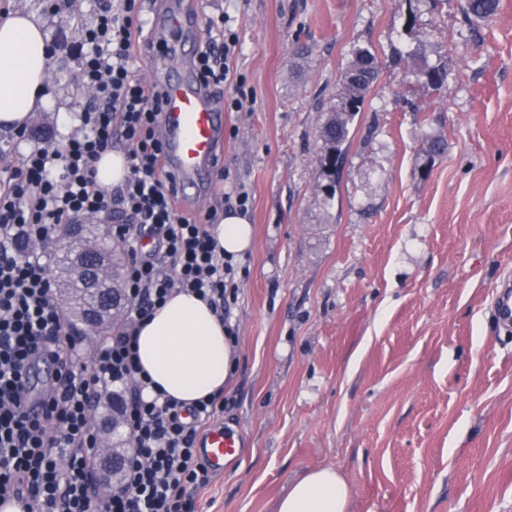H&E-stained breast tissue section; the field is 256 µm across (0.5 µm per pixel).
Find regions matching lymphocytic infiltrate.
<instances>
[{"instance_id":"1","label":"lymphocytic infiltrate","mask_w":512,"mask_h":512,"mask_svg":"<svg viewBox=\"0 0 512 512\" xmlns=\"http://www.w3.org/2000/svg\"><path fill=\"white\" fill-rule=\"evenodd\" d=\"M144 24L140 0H102L93 23L79 29L78 82L90 92L75 104L79 127L0 172V499L24 512H198L197 494L213 478L198 436L223 412V395L189 407L160 392L145 398L150 379L133 350L138 323L172 291L194 293L222 319L238 299L232 258L219 252L207 225L177 210L159 135L161 87L133 72ZM240 52L229 16L208 18L195 60L200 84L212 91L234 85ZM117 137L129 174L121 186L103 188L95 163ZM85 218L110 224L127 243L130 307L90 365L78 368L63 353L69 326L47 265L30 246ZM144 237L153 251L140 250ZM44 359L60 372L44 392V416L32 419L22 409L21 380ZM111 385L127 392L122 415L133 450L120 489L102 496L90 479L92 412Z\"/></svg>"}]
</instances>
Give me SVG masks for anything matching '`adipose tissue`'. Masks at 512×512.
<instances>
[{
    "label": "adipose tissue",
    "instance_id": "obj_1",
    "mask_svg": "<svg viewBox=\"0 0 512 512\" xmlns=\"http://www.w3.org/2000/svg\"><path fill=\"white\" fill-rule=\"evenodd\" d=\"M49 55L44 31L32 14L0 18V133L27 125L47 101ZM220 251L241 257L250 249L253 227L235 211L211 229ZM138 362L167 396L190 406L227 387L235 348L223 322L195 294L173 293L136 331ZM276 512H348L349 491L331 467L295 478L278 499Z\"/></svg>",
    "mask_w": 512,
    "mask_h": 512
}]
</instances>
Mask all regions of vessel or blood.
<instances>
[{
  "label": "vessel or blood",
  "mask_w": 512,
  "mask_h": 512,
  "mask_svg": "<svg viewBox=\"0 0 512 512\" xmlns=\"http://www.w3.org/2000/svg\"><path fill=\"white\" fill-rule=\"evenodd\" d=\"M198 19V13L173 9L163 13L158 26L149 31L158 48L156 63L171 71L163 84L161 135L182 198L199 192L204 171L216 159L224 129L223 112L188 72L191 53L187 35L197 31ZM200 448L211 467L220 471L238 456L240 442L234 432L216 426L201 439Z\"/></svg>",
  "instance_id": "1"
}]
</instances>
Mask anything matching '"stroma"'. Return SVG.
<instances>
[{"mask_svg":"<svg viewBox=\"0 0 512 512\" xmlns=\"http://www.w3.org/2000/svg\"><path fill=\"white\" fill-rule=\"evenodd\" d=\"M97 7L0 0L58 47L50 105L29 142L0 133L4 164L76 126L70 45ZM219 9L256 104L225 113L210 190L180 207L204 216L232 176L255 236L216 419L241 450L201 512H275L318 466L344 477L349 512H512V328L493 308L512 278V0L487 22L459 0H208ZM360 48L381 75L331 176L320 131ZM423 62L440 85L412 76Z\"/></svg>","mask_w":512,"mask_h":512,"instance_id":"obj_1","label":"stroma"}]
</instances>
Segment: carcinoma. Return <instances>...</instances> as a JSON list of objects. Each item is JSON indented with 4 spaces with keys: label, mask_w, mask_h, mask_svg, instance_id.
Listing matches in <instances>:
<instances>
[{
    "label": "carcinoma",
    "mask_w": 512,
    "mask_h": 512,
    "mask_svg": "<svg viewBox=\"0 0 512 512\" xmlns=\"http://www.w3.org/2000/svg\"><path fill=\"white\" fill-rule=\"evenodd\" d=\"M498 0H463L462 10L468 17L487 19L498 10ZM363 66L374 70V76H379L380 66L375 55L368 49L359 48L354 53L350 65L343 72L342 84L344 97L341 104L331 111L330 116L322 127L320 137L326 148L329 167L334 168L347 150L349 125L357 112L363 106L372 83L359 82L353 74ZM77 240L66 234L62 255L56 259L54 279L61 286L60 295L63 298L67 319L71 322H83L85 315L99 307L101 297L99 290L89 285L86 277H74V252ZM106 250L112 261V292L123 296L124 255L108 246Z\"/></svg>",
    "instance_id": "1"
}]
</instances>
